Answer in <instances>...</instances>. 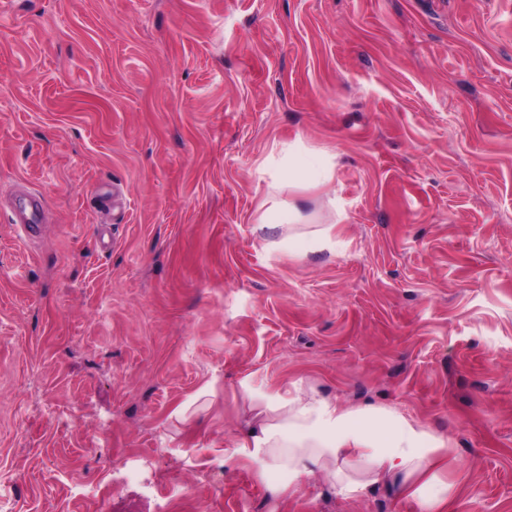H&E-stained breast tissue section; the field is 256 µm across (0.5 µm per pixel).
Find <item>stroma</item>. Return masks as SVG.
Returning <instances> with one entry per match:
<instances>
[{
  "instance_id": "35a3bbf8",
  "label": "stroma",
  "mask_w": 512,
  "mask_h": 512,
  "mask_svg": "<svg viewBox=\"0 0 512 512\" xmlns=\"http://www.w3.org/2000/svg\"><path fill=\"white\" fill-rule=\"evenodd\" d=\"M289 146L326 186L272 189ZM269 200L332 248L258 233ZM297 387L424 424L458 512H512V0H0V512H419L234 455ZM27 198V204L13 209V224L20 229V237L25 241L38 234L45 224V209L39 196L32 193H21Z\"/></svg>"
}]
</instances>
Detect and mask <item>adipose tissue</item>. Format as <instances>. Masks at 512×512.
Segmentation results:
<instances>
[{"mask_svg":"<svg viewBox=\"0 0 512 512\" xmlns=\"http://www.w3.org/2000/svg\"><path fill=\"white\" fill-rule=\"evenodd\" d=\"M235 452L261 480L287 474L273 490L288 498L317 472L346 498L383 484L392 487L396 504L453 512L452 489L435 487L448 463L446 439L392 409H349L315 392L272 395L242 431Z\"/></svg>","mask_w":512,"mask_h":512,"instance_id":"obj_1","label":"adipose tissue"}]
</instances>
